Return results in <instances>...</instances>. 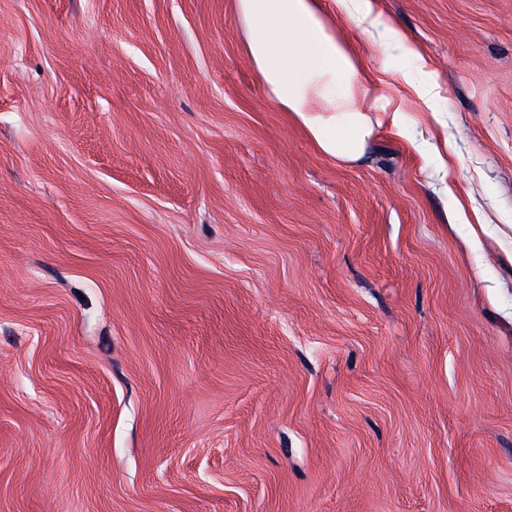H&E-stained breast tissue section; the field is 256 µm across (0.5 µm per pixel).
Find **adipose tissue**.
Returning <instances> with one entry per match:
<instances>
[{
  "mask_svg": "<svg viewBox=\"0 0 512 512\" xmlns=\"http://www.w3.org/2000/svg\"><path fill=\"white\" fill-rule=\"evenodd\" d=\"M338 15L363 33L416 48L382 14L378 0H335ZM251 64L277 102L296 115L319 150L343 161L363 156L371 112L386 109L358 61L327 23L319 0H238Z\"/></svg>",
  "mask_w": 512,
  "mask_h": 512,
  "instance_id": "ef3b65f1",
  "label": "adipose tissue"
}]
</instances>
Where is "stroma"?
I'll use <instances>...</instances> for the list:
<instances>
[{"label":"stroma","mask_w":512,"mask_h":512,"mask_svg":"<svg viewBox=\"0 0 512 512\" xmlns=\"http://www.w3.org/2000/svg\"><path fill=\"white\" fill-rule=\"evenodd\" d=\"M380 7L342 161L237 0H0V512H512V0Z\"/></svg>","instance_id":"obj_1"}]
</instances>
